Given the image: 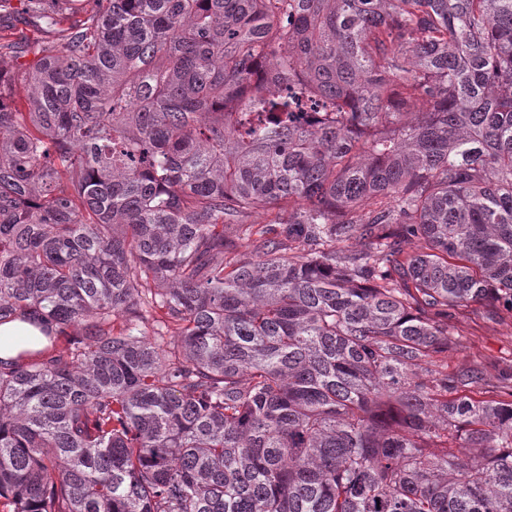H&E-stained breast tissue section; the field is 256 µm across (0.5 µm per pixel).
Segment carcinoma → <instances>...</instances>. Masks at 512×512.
I'll return each mask as SVG.
<instances>
[{
  "mask_svg": "<svg viewBox=\"0 0 512 512\" xmlns=\"http://www.w3.org/2000/svg\"><path fill=\"white\" fill-rule=\"evenodd\" d=\"M19 2L0 512H512V391L445 364L512 316V0ZM15 336H29L30 344L27 346L31 351H39L46 348L49 343L43 337L40 329L27 321H12L0 325V359L11 361L18 354V349L12 345Z\"/></svg>",
  "mask_w": 512,
  "mask_h": 512,
  "instance_id": "1",
  "label": "carcinoma"
}]
</instances>
